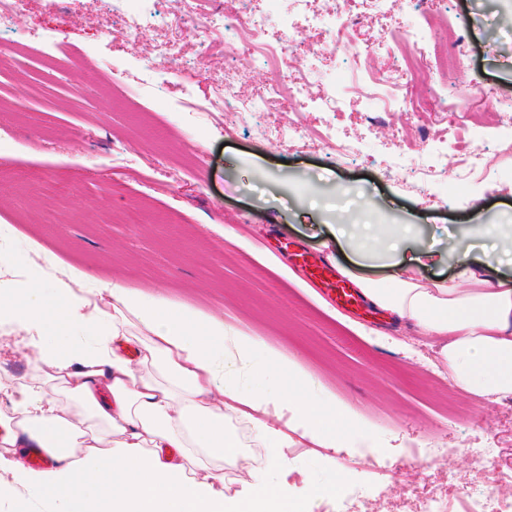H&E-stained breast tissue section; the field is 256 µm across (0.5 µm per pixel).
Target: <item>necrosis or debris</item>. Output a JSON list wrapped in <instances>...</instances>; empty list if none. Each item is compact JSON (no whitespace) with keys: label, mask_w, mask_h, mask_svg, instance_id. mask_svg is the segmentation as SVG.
Instances as JSON below:
<instances>
[{"label":"necrosis or debris","mask_w":512,"mask_h":512,"mask_svg":"<svg viewBox=\"0 0 512 512\" xmlns=\"http://www.w3.org/2000/svg\"><path fill=\"white\" fill-rule=\"evenodd\" d=\"M202 0H180L179 12L169 24L179 27L186 19H194L201 33L223 32L233 49L248 55L262 56L275 78L260 96H246L237 73L225 72L223 80L215 86L211 109L229 114L240 124L257 125L260 134L278 147H300L315 138L305 124L293 121L288 125L265 124L261 115L268 107L281 101L303 105L309 94L306 77H292L293 62L300 45L299 32L290 20H282L280 34L269 38V12L265 9L249 8L236 16H228L219 8L202 10ZM459 40L456 27L448 29L449 49L439 52L432 43L431 33L426 28L415 27L388 42L367 43L361 56L383 53L392 57L395 68L384 76V84L397 90L396 96L383 101L386 109L399 110L420 117L426 114L447 119L455 112H472L486 103L497 102L493 88L460 86L454 98L443 95L440 87H432L428 96L421 98L409 91L408 84L414 69L427 67L445 74L461 70L465 55L457 50Z\"/></svg>","instance_id":"1"}]
</instances>
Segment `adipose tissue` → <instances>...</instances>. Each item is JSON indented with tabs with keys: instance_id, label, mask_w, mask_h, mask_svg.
Returning a JSON list of instances; mask_svg holds the SVG:
<instances>
[{
	"instance_id": "obj_1",
	"label": "adipose tissue",
	"mask_w": 512,
	"mask_h": 512,
	"mask_svg": "<svg viewBox=\"0 0 512 512\" xmlns=\"http://www.w3.org/2000/svg\"><path fill=\"white\" fill-rule=\"evenodd\" d=\"M502 231L485 225L489 243L476 259L472 245H459V280L426 284L415 269L448 256L419 245L411 225L336 230L356 265L395 270L388 288L358 278L366 298L444 337L440 355L456 384L497 399L512 395V287L487 276ZM30 251L25 264L0 261V322L16 325L14 346L30 364L28 376L0 379V489L27 490L47 512H298L282 424L332 448L358 425L353 411L275 352L265 366L292 389L248 390L257 339L157 297L91 284L77 269L57 276L52 256ZM135 328L147 333L138 364L125 352ZM231 419L247 420L268 448L265 468H250ZM26 448L42 449L50 465H26ZM245 467L250 481L226 495L225 471Z\"/></svg>"
}]
</instances>
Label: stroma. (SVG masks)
<instances>
[{
	"label": "stroma",
	"mask_w": 512,
	"mask_h": 512,
	"mask_svg": "<svg viewBox=\"0 0 512 512\" xmlns=\"http://www.w3.org/2000/svg\"><path fill=\"white\" fill-rule=\"evenodd\" d=\"M353 8L364 25L360 37L324 54L327 33L298 23L294 68L308 77L311 93L330 83L343 89L342 116L313 106L267 115L356 143L358 154L341 162L321 141L280 148L254 126L206 112L212 83L226 69L242 74L249 95L272 73L254 57L232 54L223 37H200L195 23L162 28L179 0H155L135 34L113 23L110 0H67L54 11L29 0L14 28L0 34V47L44 31L57 45L46 59L0 65V225L13 230V262L34 241L94 281L217 316L226 330L258 337L338 405L354 409L363 424L339 447L290 435L284 466L314 512H332L347 481L369 478L374 459L388 465L377 512H418L428 493L456 501L512 470V398L491 401L459 388L438 337L366 301L342 303L285 253L303 249L345 263L330 233L335 224H414L425 244L451 253L475 225H512V153L502 149L512 123L495 112H471L456 124L401 112L370 119L359 91L363 75L386 76L393 61L384 54L360 68L352 61L362 42L391 39L422 16L440 34L453 16L468 65L448 74V83L488 85L512 101V28L497 23L500 0H434L422 15L411 0H388L381 13L369 0ZM161 39L176 44L180 62L198 77L169 68L140 77L141 58ZM61 49L71 57L62 71L50 64ZM102 63L127 72L126 86L113 88L98 70ZM421 125L443 140L439 175L424 191L403 185L389 168L401 134ZM463 139L497 158L457 201L447 188L460 172ZM24 140L34 150H22ZM16 171L42 176L45 188L20 199ZM451 405L474 407L480 427L449 421L444 409ZM431 440L442 456L417 462L416 451ZM487 440L498 454L475 468L465 445Z\"/></svg>",
	"instance_id": "35a3bbf8"
}]
</instances>
